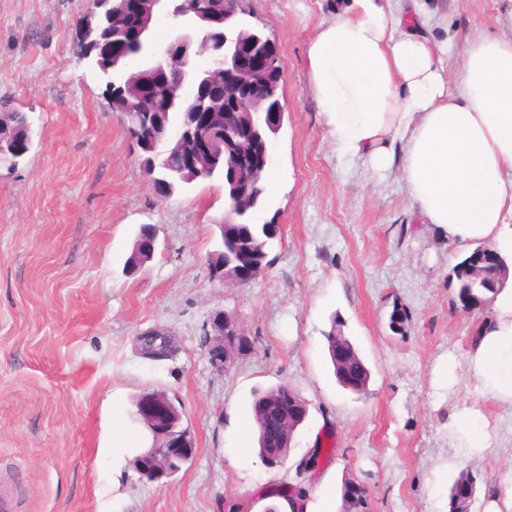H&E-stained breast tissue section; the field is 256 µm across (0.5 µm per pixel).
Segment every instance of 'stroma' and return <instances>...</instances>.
Segmentation results:
<instances>
[{
  "mask_svg": "<svg viewBox=\"0 0 512 512\" xmlns=\"http://www.w3.org/2000/svg\"><path fill=\"white\" fill-rule=\"evenodd\" d=\"M427 33L456 69L470 40L512 37V0H419ZM248 24L276 42L283 126L272 143L277 188L258 222L278 224L256 282L213 280L209 259L226 209L224 182L161 196L144 175L125 117L80 53L89 0H0V103L25 112L33 147L0 164V494L10 512H264L269 491L296 482L317 441L336 450L308 483L306 512H336L343 481L368 512H449L470 472L485 488L512 477V406L448 388V355L464 361L491 308L463 312L454 265L466 246L415 216L398 172L376 173L332 144L307 86L314 27L341 0H248ZM156 250L124 262L142 225ZM228 313L247 344L215 371L209 319ZM340 330L370 370L367 392L335 380L326 336ZM178 350L152 362L140 334ZM296 391L309 415L277 467L257 456L254 391ZM160 391L196 446L174 475L142 480L132 460L151 444L136 399ZM485 417L493 449L470 459L448 421ZM138 438L137 447L126 436Z\"/></svg>",
  "mask_w": 512,
  "mask_h": 512,
  "instance_id": "obj_1",
  "label": "stroma"
}]
</instances>
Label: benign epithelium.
Wrapping results in <instances>:
<instances>
[{
    "label": "benign epithelium",
    "mask_w": 512,
    "mask_h": 512,
    "mask_svg": "<svg viewBox=\"0 0 512 512\" xmlns=\"http://www.w3.org/2000/svg\"><path fill=\"white\" fill-rule=\"evenodd\" d=\"M160 0H94L91 14L104 15L112 24L123 29L119 39H93L83 47L98 57L120 60L129 54L130 47L141 42L157 13ZM193 7L204 26L202 40L214 53L224 56L218 69L198 68L197 78L186 81L191 71L190 60L194 52L195 37L184 34L174 38L157 52L159 62L148 69L130 76L125 85L117 88L127 107L134 111L159 91L174 97L189 96L198 102L189 120L179 126L169 122L168 115L160 112L153 124L144 130L134 129L133 140L143 151L160 159L177 150L184 168L200 170L204 159H220L224 153L238 152L242 162L224 170V179L231 183L249 185L272 163L271 142L255 143L245 138L236 141L232 133L253 121V115L261 114L267 125L278 129L285 115L281 105L272 104L268 94L274 79H283V69L267 50L272 39L260 34L251 41L235 36L239 25V13L243 0H224L219 7L215 0H192ZM31 132L19 134L11 125L7 113L0 114V153L16 161L23 159L31 150ZM156 233L148 230L138 240V253L144 258L154 255ZM470 274L488 276L492 287H498V279L505 268L503 258L495 251L481 250L469 257ZM259 267L239 264L232 267L213 268L212 277L226 285L246 286L257 278ZM212 342L207 355L217 371H224L230 354L237 347L240 332L234 321L218 310L210 318ZM138 414L151 433L160 439L151 449L144 464L137 469L140 477L157 481L178 471L196 453L188 430H180L170 399L162 392L144 393L138 404ZM308 416V406L299 405L291 395V389L283 387L281 396L263 410L261 428L269 451L270 467L283 462L281 450L292 442L295 429L291 422L303 423Z\"/></svg>",
    "instance_id": "benign-epithelium-1"
}]
</instances>
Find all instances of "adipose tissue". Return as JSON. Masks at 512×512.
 I'll list each match as a JSON object with an SVG mask.
<instances>
[{
	"label": "adipose tissue",
	"mask_w": 512,
	"mask_h": 512,
	"mask_svg": "<svg viewBox=\"0 0 512 512\" xmlns=\"http://www.w3.org/2000/svg\"><path fill=\"white\" fill-rule=\"evenodd\" d=\"M413 0H347L316 26L309 89L338 151L398 171L412 210L453 243L512 250V38L470 41L456 72ZM478 389L512 405V284L467 354Z\"/></svg>",
	"instance_id": "1"
}]
</instances>
